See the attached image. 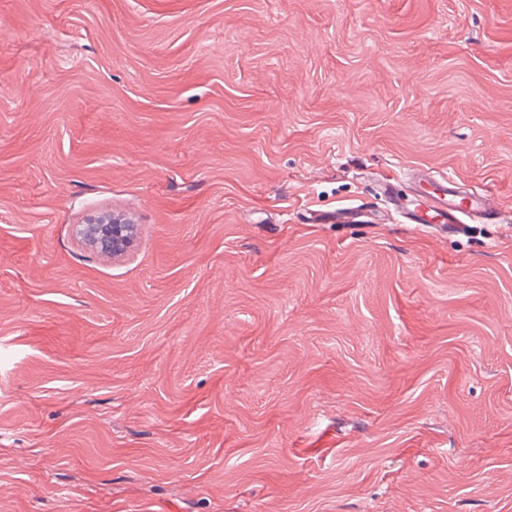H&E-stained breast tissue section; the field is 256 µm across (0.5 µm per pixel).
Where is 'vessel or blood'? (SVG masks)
Returning <instances> with one entry per match:
<instances>
[{
	"label": "vessel or blood",
	"mask_w": 512,
	"mask_h": 512,
	"mask_svg": "<svg viewBox=\"0 0 512 512\" xmlns=\"http://www.w3.org/2000/svg\"><path fill=\"white\" fill-rule=\"evenodd\" d=\"M418 198L408 201L394 183H382L393 217L415 226L438 225L451 233L463 231L473 221L492 222L502 214L498 196L490 190L461 194L452 176H434L419 172L416 177Z\"/></svg>",
	"instance_id": "b4317fda"
}]
</instances>
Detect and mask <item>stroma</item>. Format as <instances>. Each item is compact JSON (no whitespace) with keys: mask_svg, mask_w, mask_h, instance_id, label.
<instances>
[{"mask_svg":"<svg viewBox=\"0 0 512 512\" xmlns=\"http://www.w3.org/2000/svg\"><path fill=\"white\" fill-rule=\"evenodd\" d=\"M0 512H512V0H0ZM415 179L419 197L415 203L400 194L394 183L381 185L391 214L402 224L438 225L448 233H460L472 221H497L502 214L500 200L493 191L461 194L454 178L444 173L434 176L420 171ZM76 233L89 247L107 259H121L135 239V224L120 214H102L77 225Z\"/></svg>","mask_w":512,"mask_h":512,"instance_id":"obj_1","label":"stroma"}]
</instances>
